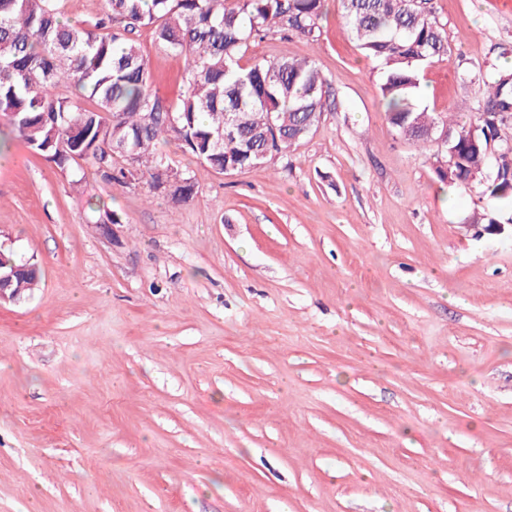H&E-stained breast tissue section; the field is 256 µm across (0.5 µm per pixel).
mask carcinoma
<instances>
[{
  "instance_id": "1",
  "label": "carcinoma",
  "mask_w": 512,
  "mask_h": 512,
  "mask_svg": "<svg viewBox=\"0 0 512 512\" xmlns=\"http://www.w3.org/2000/svg\"><path fill=\"white\" fill-rule=\"evenodd\" d=\"M61 0H0V124L56 167L85 162L105 184L130 178L150 192L173 185L186 201L195 176L174 168L158 146L174 140L218 173L288 158L324 111L327 81L308 58L240 64L272 29L315 43L324 0H105L91 23L61 20ZM363 55L381 66L388 124L405 140L454 160L442 180L512 201V68L484 63L467 122L459 111L431 112L416 101L421 69L448 54L435 0H340ZM184 58L186 93L172 107L152 88L137 34ZM87 137L75 159L58 151L72 134ZM501 151L499 157L488 146ZM16 299L34 288L38 268L0 251Z\"/></svg>"
}]
</instances>
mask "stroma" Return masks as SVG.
<instances>
[{
	"label": "stroma",
	"instance_id": "1",
	"mask_svg": "<svg viewBox=\"0 0 512 512\" xmlns=\"http://www.w3.org/2000/svg\"><path fill=\"white\" fill-rule=\"evenodd\" d=\"M437 15L422 102L444 112L512 45V0ZM320 26L240 60L329 83L287 164L221 174L165 144L198 181L176 202L13 142L0 248L42 284L0 304V512H512V235L389 126L340 0ZM138 41L178 104L182 57Z\"/></svg>",
	"mask_w": 512,
	"mask_h": 512
}]
</instances>
